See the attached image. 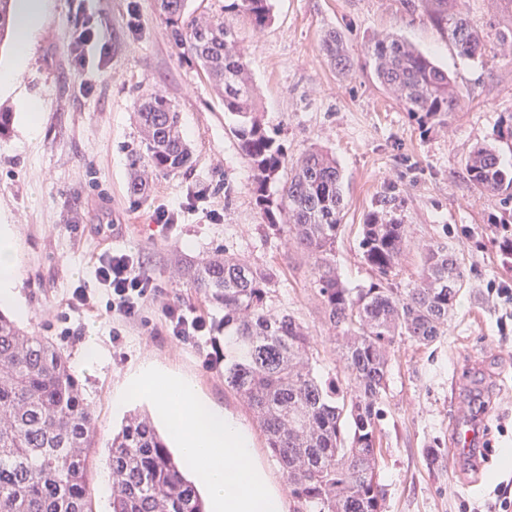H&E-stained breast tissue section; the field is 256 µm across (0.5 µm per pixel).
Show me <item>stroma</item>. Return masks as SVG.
Listing matches in <instances>:
<instances>
[{
    "label": "stroma",
    "instance_id": "35a3bbf8",
    "mask_svg": "<svg viewBox=\"0 0 512 512\" xmlns=\"http://www.w3.org/2000/svg\"><path fill=\"white\" fill-rule=\"evenodd\" d=\"M273 22L235 29L258 90L265 125L291 156L313 147L331 152L343 175L345 217L333 264L350 288L368 286L374 274L359 247L366 214L383 195L395 196L410 247L396 286L410 287L422 269L421 248L445 239L467 284L443 338L429 346L407 339L391 350L380 422L379 479L385 512H493L512 497V306L496 290L512 286V268L499 248V196L479 194L465 162L479 145H496L498 122L512 113V56L499 45L512 29V0H466L464 11L486 44L481 61L457 57L446 33L426 11L407 13L402 0H272ZM111 56L95 73L91 91L71 65L67 36L76 17L71 0H49L29 59L14 91L13 130L0 138V224L10 225L20 263L16 290L29 332L49 337L70 358L95 342L106 361L76 370L97 418L91 450L93 512H112L102 492L110 473L108 443L122 423L112 397L142 362L153 361L190 377L201 394L249 430L258 465L271 487L297 503L252 413L224 385L223 313L205 303L179 273L182 262L221 249L251 267L273 269V310H285L307 327L321 373L342 369L337 331L325 319L312 261L278 227L261 216L253 171L231 133L225 112L204 73L169 37L156 0H89ZM349 41L354 67L337 73L320 49L324 30ZM395 32L448 68L464 99L439 123H421L375 81L367 64L369 40ZM162 92L175 104L193 150L190 167L157 174L140 200L127 194L128 154L139 147L137 102ZM42 103L39 130L30 133L24 100ZM177 211L165 229L157 210ZM134 252L155 278L163 302H177L208 323L199 344L166 334L163 302H145L137 321L112 341L104 309L68 308L78 282L94 283L99 256L110 249ZM478 434L485 456L455 445V429ZM442 459L430 463L429 447Z\"/></svg>",
    "mask_w": 512,
    "mask_h": 512
}]
</instances>
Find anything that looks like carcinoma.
<instances>
[{
    "label": "carcinoma",
    "instance_id": "1",
    "mask_svg": "<svg viewBox=\"0 0 512 512\" xmlns=\"http://www.w3.org/2000/svg\"><path fill=\"white\" fill-rule=\"evenodd\" d=\"M431 2L429 19L448 33L457 54L479 60L482 36L469 24L464 0H403L414 14ZM172 41L211 82L231 133L254 171L255 202L267 223L283 225L292 245L314 259L313 272L327 321L339 330L343 379L318 373L311 337L297 319L274 312L268 301L275 274L219 254L185 266L196 292L224 310V385L252 411L298 507L295 512H383L386 492L378 478L382 398L396 338L428 346L445 335L448 315L465 284L448 241L429 244L422 274L410 288L392 282L407 228L384 213L386 199L362 225L360 248L375 274L368 287H345L329 256L336 250L345 198L336 160L319 149L296 159L265 127L247 56L234 20L253 27L272 21L271 0H224L221 13L198 16L189 0H157ZM13 0H0V46L12 41ZM321 50L341 74L353 67L348 40L325 30ZM377 82L422 121L457 111L463 98L448 70L405 38L371 39ZM144 150L129 157L127 189L149 190L146 173L187 167L192 150L180 112L165 95L139 102ZM470 182L481 194L502 197L512 208V166L493 146L467 158ZM96 418L63 349L23 329L0 312V512H93L88 499ZM146 411L130 413L112 437V512H206L196 482Z\"/></svg>",
    "mask_w": 512,
    "mask_h": 512
}]
</instances>
